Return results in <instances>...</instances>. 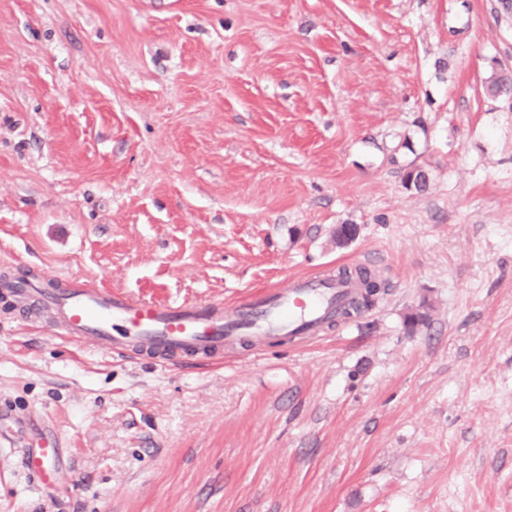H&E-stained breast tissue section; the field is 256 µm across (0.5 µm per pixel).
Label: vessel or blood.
<instances>
[{
    "instance_id": "b4317fda",
    "label": "vessel or blood",
    "mask_w": 512,
    "mask_h": 512,
    "mask_svg": "<svg viewBox=\"0 0 512 512\" xmlns=\"http://www.w3.org/2000/svg\"><path fill=\"white\" fill-rule=\"evenodd\" d=\"M15 286L24 301L22 315L43 313L54 335L162 363L213 358L245 341L316 340L338 319L339 307L360 292L359 281L337 278L330 270L289 278L286 286L245 297L228 309L210 302L159 304L78 280L57 288L22 277ZM58 453L55 445L42 446L28 454L25 467L41 482H56Z\"/></svg>"
}]
</instances>
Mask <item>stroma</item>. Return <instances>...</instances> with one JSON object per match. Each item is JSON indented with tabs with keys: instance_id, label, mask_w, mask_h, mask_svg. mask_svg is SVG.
I'll return each instance as SVG.
<instances>
[{
	"instance_id": "35a3bbf8",
	"label": "stroma",
	"mask_w": 512,
	"mask_h": 512,
	"mask_svg": "<svg viewBox=\"0 0 512 512\" xmlns=\"http://www.w3.org/2000/svg\"><path fill=\"white\" fill-rule=\"evenodd\" d=\"M495 74L512 0H0V276L227 307L342 266L386 283L318 340L180 366L0 288V512H512ZM46 436L53 487L22 464Z\"/></svg>"
}]
</instances>
